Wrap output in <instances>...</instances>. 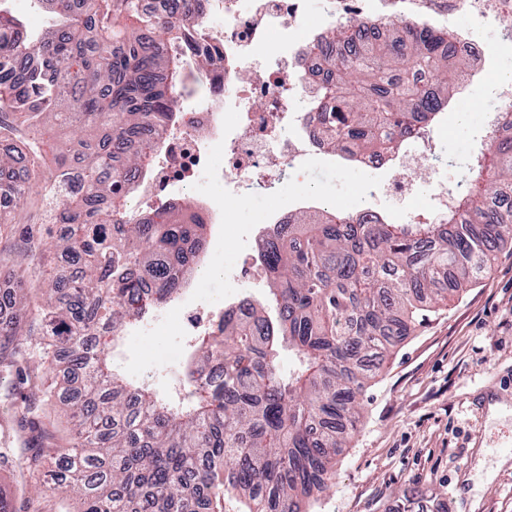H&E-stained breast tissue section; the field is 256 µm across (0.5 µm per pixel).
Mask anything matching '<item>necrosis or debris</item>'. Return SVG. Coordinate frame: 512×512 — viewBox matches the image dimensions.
<instances>
[{
    "label": "necrosis or debris",
    "instance_id": "obj_1",
    "mask_svg": "<svg viewBox=\"0 0 512 512\" xmlns=\"http://www.w3.org/2000/svg\"><path fill=\"white\" fill-rule=\"evenodd\" d=\"M215 12L224 19L223 31L214 32L206 24L202 32L224 54L213 73L219 90L195 109L193 127L164 134L154 175L161 186H194L199 174L210 169L217 147L224 153V175L233 182L272 184L286 171L299 176L302 158L321 153L322 133L306 113L289 112L288 104L316 97L328 65L312 49L332 28L368 19L379 43L396 26L433 29L454 35L459 54L475 53L488 61L489 52L455 27L456 17L468 14L495 26L503 43L512 42V9L504 0H330L324 20L315 24L306 21V0H216ZM293 27L302 35L289 47L284 65L267 73L251 72L256 50L279 30ZM432 154V139L422 132L391 157L366 156L362 162L369 168L392 164L395 173L386 190L407 204L416 194V182L403 172Z\"/></svg>",
    "mask_w": 512,
    "mask_h": 512
}]
</instances>
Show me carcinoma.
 Instances as JSON below:
<instances>
[{"label": "carcinoma", "instance_id": "cac0c4a2", "mask_svg": "<svg viewBox=\"0 0 512 512\" xmlns=\"http://www.w3.org/2000/svg\"><path fill=\"white\" fill-rule=\"evenodd\" d=\"M165 2L39 0L56 24L33 40L0 0V141L12 146L0 152V239L19 240L20 261L36 263L0 320V367L25 373L16 352L34 344L40 392L72 423L71 447L0 448V466L34 475L52 462L65 512H211L229 495L244 512H308L395 344L512 248V136L474 157L476 174L432 224H353L336 209L270 228L264 298L224 311L176 402L128 381L100 346L180 298L208 235L184 199L127 205L152 175L157 130L185 120L177 89L190 77L210 89L215 52L189 31L209 0H183L180 13ZM370 27L335 29L316 47L347 50L311 113L328 150L349 161L428 128L466 69L447 34L395 28L376 43ZM58 131L81 138V157L53 144ZM38 224L50 225L49 254ZM31 288L43 296L33 311ZM285 350L295 360L286 374ZM423 498L417 489L393 512H419Z\"/></svg>", "mask_w": 512, "mask_h": 512}]
</instances>
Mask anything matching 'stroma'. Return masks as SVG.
Here are the masks:
<instances>
[{"mask_svg": "<svg viewBox=\"0 0 512 512\" xmlns=\"http://www.w3.org/2000/svg\"><path fill=\"white\" fill-rule=\"evenodd\" d=\"M458 25L497 52L486 70L470 62L478 78L454 97L447 128L437 135L434 162L452 190L470 175L482 114L498 105L500 77L512 74V48H500L501 37L491 25L467 16ZM460 112L468 114L467 123L456 121ZM301 167L302 180L286 176L271 186L225 185L216 167L199 177L196 199L231 211L232 222L207 237L206 263L222 268V275L197 277L186 301L218 307L236 294L262 297L265 281L240 278L238 268L244 257L256 256L269 209L292 211L298 195L347 211L370 205L394 219L399 205L383 188L386 170L344 164L328 153L303 159ZM186 356L173 317L158 315L128 332L112 351L113 363L127 376L171 395L184 392ZM28 372L23 384L15 372L0 370V422L18 424L22 404L15 394H31L42 382L38 358H30ZM492 399L506 405L505 414L490 417ZM37 415L39 444L67 447L70 423L64 411L42 401ZM505 455L510 463H502ZM38 483L37 477L0 469V487L17 512H58L59 494L35 495ZM417 488L427 495L424 512H434L439 502L448 512H512V249L498 252L487 277L428 312L416 332L393 349L365 393L361 424L334 478L311 512H390Z\"/></svg>", "mask_w": 512, "mask_h": 512, "instance_id": "35a3bbf8", "label": "stroma"}]
</instances>
